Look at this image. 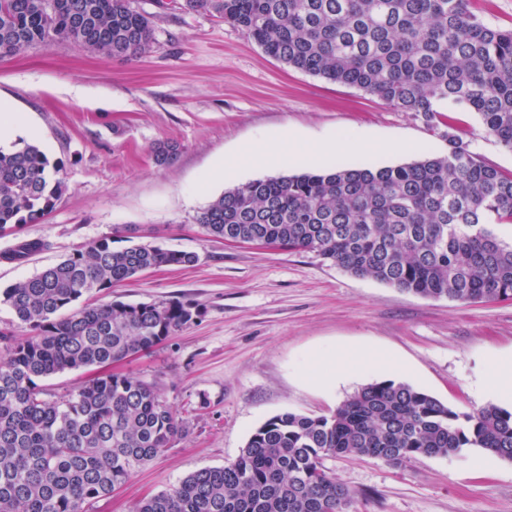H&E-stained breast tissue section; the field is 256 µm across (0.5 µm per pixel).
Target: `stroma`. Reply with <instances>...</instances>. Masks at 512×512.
<instances>
[{
    "instance_id": "stroma-1",
    "label": "stroma",
    "mask_w": 512,
    "mask_h": 512,
    "mask_svg": "<svg viewBox=\"0 0 512 512\" xmlns=\"http://www.w3.org/2000/svg\"><path fill=\"white\" fill-rule=\"evenodd\" d=\"M133 5L154 24V42L140 59L95 55L70 41L0 59V96L39 130V148L61 164L67 185L42 219L0 233V288L111 236L117 224L139 230L144 242L199 257L96 296L127 303L178 298L199 315L117 366L155 383L188 433L90 512H133L144 496L236 460L272 416L328 415L360 387L387 380L368 369L333 386L309 382L306 360L329 347L394 355L406 367L397 381L454 410L494 402L477 390L494 360L512 355V301L423 298L351 276L313 252L207 238L196 222L224 191L286 175L283 167L236 168L239 147L256 137L291 132L313 142L336 133L417 143L408 154L350 150L335 157L385 167L447 153L440 131L357 88L288 67L209 14L168 10L158 0ZM448 116L485 163L512 173V152L485 135L477 113L456 107ZM166 139L182 150L160 165L152 149ZM221 163L228 171L212 178ZM22 239L46 247L26 261L8 260ZM482 454L472 448L400 466L348 456L325 465L353 494L348 512H512V462L496 457L474 467Z\"/></svg>"
}]
</instances>
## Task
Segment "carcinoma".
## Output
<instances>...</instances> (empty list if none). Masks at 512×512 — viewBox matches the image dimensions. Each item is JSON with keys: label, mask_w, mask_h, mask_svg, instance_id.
<instances>
[{"label": "carcinoma", "mask_w": 512, "mask_h": 512, "mask_svg": "<svg viewBox=\"0 0 512 512\" xmlns=\"http://www.w3.org/2000/svg\"><path fill=\"white\" fill-rule=\"evenodd\" d=\"M242 31L270 57L356 87L413 112L433 129L441 106L464 105L485 134L512 152V29L484 23L471 0H172ZM58 40L105 56L142 57L154 42L150 16L132 0H0V58ZM448 153L394 167L350 162L324 172L235 186L198 215L204 234L234 233L288 251H309L357 278L460 302L512 300V174L484 163L456 134ZM171 140L153 149L176 159ZM35 145L0 147V233L44 217L66 191ZM102 238L60 263L0 289V304L28 335L0 331V512H87L124 485L187 425L156 386L106 373L70 398H46L41 381L67 370L105 368L146 352L198 315L188 301L82 304L194 252ZM46 247L24 239L22 262ZM489 450L512 462V409L457 412L405 382L367 384L329 416L277 414L238 458L200 469L140 500L135 512H344L351 497L323 465L327 456L418 457Z\"/></svg>", "instance_id": "1"}]
</instances>
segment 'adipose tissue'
I'll return each mask as SVG.
<instances>
[{
	"instance_id": "1",
	"label": "adipose tissue",
	"mask_w": 512,
	"mask_h": 512,
	"mask_svg": "<svg viewBox=\"0 0 512 512\" xmlns=\"http://www.w3.org/2000/svg\"><path fill=\"white\" fill-rule=\"evenodd\" d=\"M357 151L374 153L380 151V143L361 139L350 141L342 136H336L308 147L302 143L288 139L277 147L270 148L262 144L250 143L241 150V158L250 165L282 166V165H321L334 155L348 148ZM378 356L364 351L344 352L334 355L315 357L310 370L317 381L330 384L337 377L348 376L358 372L360 367L378 363Z\"/></svg>"
}]
</instances>
